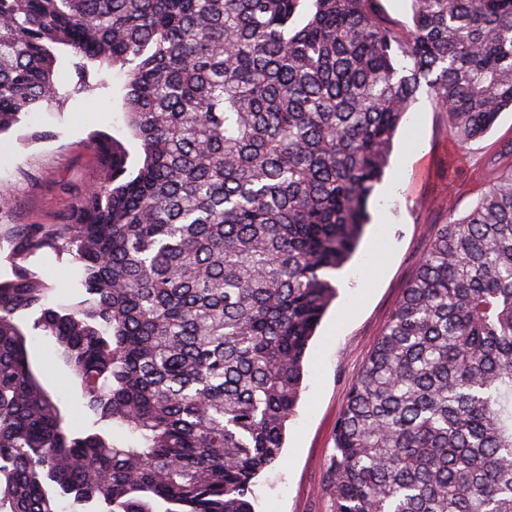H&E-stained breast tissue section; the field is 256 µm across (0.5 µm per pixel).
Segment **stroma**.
Returning <instances> with one entry per match:
<instances>
[{
	"mask_svg": "<svg viewBox=\"0 0 512 512\" xmlns=\"http://www.w3.org/2000/svg\"><path fill=\"white\" fill-rule=\"evenodd\" d=\"M57 53L64 103L58 111L28 115L0 135V186H8L13 199L10 212L0 216L6 224L61 223L70 197L60 184L80 188L100 178L87 145L92 131L113 133L131 156L140 151L124 125L122 79L93 68L79 76L70 50L62 46ZM44 127L55 131V139L33 141V132ZM511 147L510 111L484 139L461 146L449 137L446 113L425 96L415 105L410 125L394 140L384 188L370 201L371 222L336 273L337 297L304 358L303 392L287 424L284 460L258 477L256 512H332L324 476L352 381L413 278L435 225L444 222L449 206L463 214L476 204L493 159ZM29 267L50 287L54 303L76 301L79 271L67 256L40 253Z\"/></svg>",
	"mask_w": 512,
	"mask_h": 512,
	"instance_id": "1",
	"label": "stroma"
}]
</instances>
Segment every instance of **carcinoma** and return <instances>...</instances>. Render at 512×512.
Returning a JSON list of instances; mask_svg holds the SVG:
<instances>
[{
    "instance_id": "obj_1",
    "label": "carcinoma",
    "mask_w": 512,
    "mask_h": 512,
    "mask_svg": "<svg viewBox=\"0 0 512 512\" xmlns=\"http://www.w3.org/2000/svg\"><path fill=\"white\" fill-rule=\"evenodd\" d=\"M410 2L402 29L381 0H0V134L63 99L61 44L124 77L141 148L132 164L91 133L103 177L62 184L63 222L0 224V512H255L418 95L460 143L512 111V0ZM44 249L78 267V302L47 304L25 266ZM326 484L333 512H512V150L438 225L352 382ZM48 375L54 389L61 397L62 403L67 406L71 431L76 434L84 432L90 423L79 393L69 383L67 372L58 366L52 367L49 363Z\"/></svg>"
}]
</instances>
